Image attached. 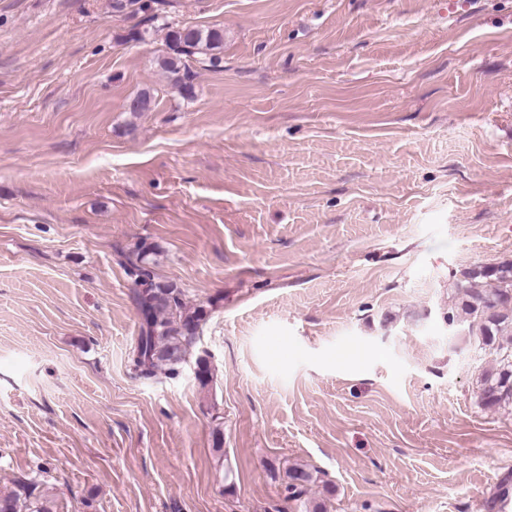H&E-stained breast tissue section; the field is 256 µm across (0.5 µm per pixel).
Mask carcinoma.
I'll list each match as a JSON object with an SVG mask.
<instances>
[{"label":"carcinoma","instance_id":"carcinoma-1","mask_svg":"<svg viewBox=\"0 0 512 512\" xmlns=\"http://www.w3.org/2000/svg\"><path fill=\"white\" fill-rule=\"evenodd\" d=\"M223 51L222 28H171L166 35V49L155 58L154 65L182 97L191 98L195 94V74L188 61L201 57L215 67ZM150 254V249L139 248L136 259L128 260L140 323L129 360L135 376L147 381L160 373L178 374L190 348L200 340L209 315L204 306L186 303L176 284L160 279ZM453 288L458 302L448 308V320L478 324V346L493 356L492 366L479 377L480 401L488 409L512 406V260L469 269L454 282ZM195 378L203 388L210 383L207 357H197ZM311 480L312 474L305 467L289 468L290 497L301 499ZM0 512H52L51 500L46 498L31 508L20 504L15 493L0 494Z\"/></svg>","mask_w":512,"mask_h":512}]
</instances>
